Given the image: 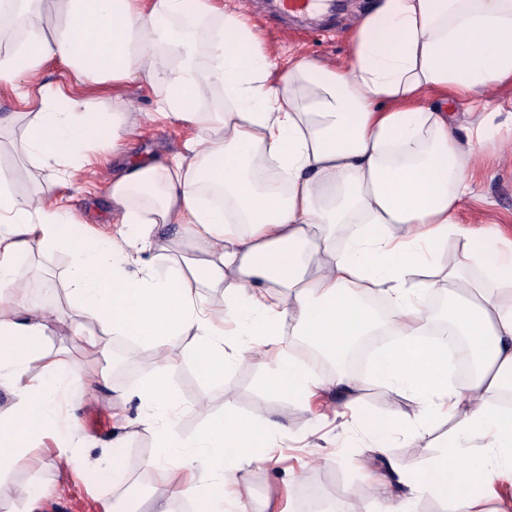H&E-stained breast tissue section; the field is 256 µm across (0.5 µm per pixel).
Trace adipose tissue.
<instances>
[{"instance_id": "1", "label": "adipose tissue", "mask_w": 512, "mask_h": 512, "mask_svg": "<svg viewBox=\"0 0 512 512\" xmlns=\"http://www.w3.org/2000/svg\"><path fill=\"white\" fill-rule=\"evenodd\" d=\"M0 26L26 34L0 56V83L49 63L116 92L140 80L158 91L156 111L169 124L211 131L171 155L124 156L108 190L109 236L89 235L49 191L16 196L18 171L0 168V387L15 398L0 414V477L30 466L42 440L90 445L54 409L83 386L82 370L47 348L55 313L32 305L14 275L17 258L36 246L69 258L72 333L87 355L103 353L108 337L130 336L156 364L120 397L148 405L137 423L156 438L145 464L152 496L143 505L113 489L112 512H171L176 498L196 512H225L229 486L269 459L274 425L264 419L227 413L194 435L172 426L179 403L166 362L180 337L194 336L190 358L211 387L262 356L268 396L308 398L322 379L270 346L288 325L342 361L370 333L371 296L393 303L396 338L378 352L372 379L386 396L430 412L447 401L456 416L441 453L399 477L408 494L386 498L382 512H410L411 498L427 493L446 512H468L476 489L512 471V407L498 402L512 390V303L502 300L512 291V251L487 250L496 228L458 224L476 146H460L440 108L422 103L428 91L466 96L512 82V0H377L350 35L349 68L302 59L283 73L248 19L220 0H46L32 14L0 7ZM201 30L202 65L194 53ZM206 83L221 89L223 111L202 107ZM134 129L129 113L99 111L93 100L56 108L46 99L26 126L24 151L53 171V184L70 185L87 167L123 156ZM214 185L223 205L210 200ZM168 225L178 229L174 250L154 238ZM452 235L465 247L448 255ZM431 265L449 292L464 295L445 317L474 360L456 383L447 338L429 337L432 284L423 274ZM474 267L479 276L468 277ZM227 282L225 309L212 311L204 289Z\"/></svg>"}]
</instances>
